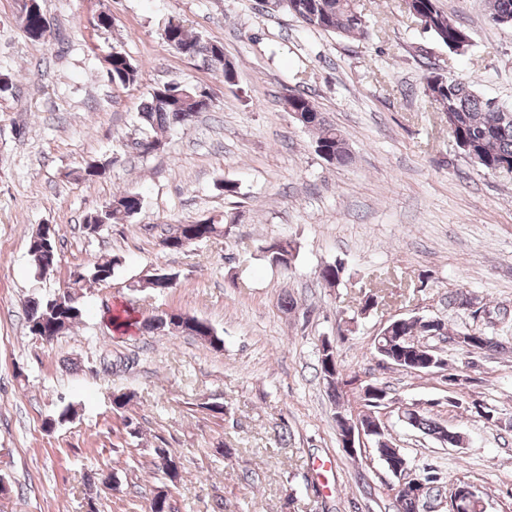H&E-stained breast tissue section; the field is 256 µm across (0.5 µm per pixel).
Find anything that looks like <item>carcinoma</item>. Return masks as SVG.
<instances>
[{"mask_svg": "<svg viewBox=\"0 0 512 512\" xmlns=\"http://www.w3.org/2000/svg\"><path fill=\"white\" fill-rule=\"evenodd\" d=\"M423 6L432 33L440 42L450 50H462L460 33L465 28L453 21L442 11L437 0H416L413 7ZM489 16L498 24L501 19H512V0H488ZM287 10L304 25L324 32L335 33L339 36L368 35L365 15L359 10L356 0H288ZM45 15L40 7L28 15L23 24L25 35L34 41L43 37ZM164 39L177 53L194 57L198 55L200 38L189 35L184 25L178 20H171L164 28ZM110 67L107 73L115 84L130 85L139 79V69L124 53L112 50L109 53ZM208 67L221 73L225 80L237 75L234 61L224 56L223 47L212 49V55L202 58ZM442 99L434 103L448 115V130L454 139L467 146L465 156L476 167L491 173L501 171L512 172V109L503 108L496 102L481 97L468 83L450 80L447 86L439 88ZM212 100L207 98L196 101L189 106H178L169 103L155 94L144 102L138 112L140 128L145 131L140 147L142 153H151L152 145L158 141L156 133L175 124H187L196 114L210 109ZM290 105L292 111L300 113L297 123L304 128L317 133L315 152L319 156L328 155L334 158V164L347 167L352 164L353 157L348 147L344 133L331 123L324 113L320 112L310 95L305 92H296L291 95ZM142 207L139 194L125 192L112 197L92 222L85 224L87 233L93 234L101 230V226L111 221L126 220L137 214ZM226 234L224 225L211 218L191 224H181L177 233L162 239L165 249L178 252L184 249L182 240L192 242L207 241L216 236ZM273 252L267 255L269 262L285 270L291 267L293 247L290 242L283 241L279 250L269 245ZM29 254L33 259L36 271L47 274L54 271L58 261L56 238L50 237L42 242L31 237ZM120 259L116 256L104 263H95L87 271L85 277L68 279L59 290L61 302L47 300H34L27 309V323L31 335L48 333L47 341H52L60 333L70 329L79 322L82 315L78 298L85 284L88 282L109 281ZM177 322L179 331L198 336L206 340L212 347L219 349L224 341L206 321L195 316L182 313L164 312L152 318L139 320L125 310L110 317V323L115 331L126 332L134 328L140 332L156 334L158 336L170 331V324ZM434 334L444 335V325L437 323L432 327L425 319L406 320L393 328L391 335L380 339L384 346L390 347L393 356L400 359V366L412 370L415 363L426 355L420 349L421 338ZM457 336H466L471 339V347L481 351H496L500 343L486 331L464 326L455 331ZM337 364L336 346L327 341L322 343L318 371L323 380L327 381L328 388L336 390V384L328 381L330 370L328 364ZM409 425L420 431L433 435L439 440L457 447L461 443V436L456 432H444L434 421L424 414L413 411L406 415ZM372 440L376 446L378 456L388 468L400 462L399 449L393 447L386 434L378 433ZM399 504V512H421L423 502L410 496L406 492L395 495Z\"/></svg>", "mask_w": 512, "mask_h": 512, "instance_id": "cac0c4a2", "label": "carcinoma"}]
</instances>
